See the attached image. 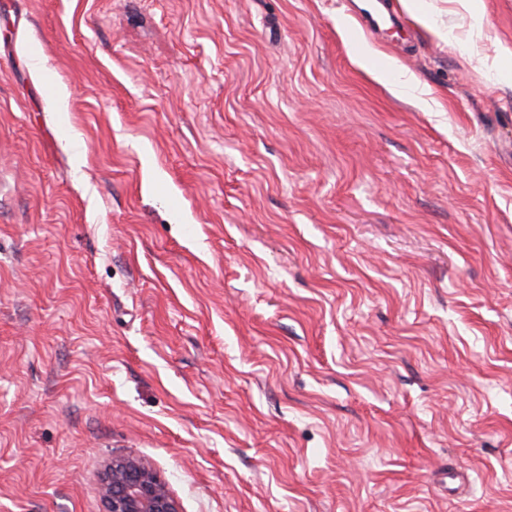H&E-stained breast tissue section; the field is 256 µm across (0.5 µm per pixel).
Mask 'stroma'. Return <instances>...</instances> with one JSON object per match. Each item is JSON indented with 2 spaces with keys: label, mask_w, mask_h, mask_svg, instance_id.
<instances>
[{
  "label": "stroma",
  "mask_w": 512,
  "mask_h": 512,
  "mask_svg": "<svg viewBox=\"0 0 512 512\" xmlns=\"http://www.w3.org/2000/svg\"><path fill=\"white\" fill-rule=\"evenodd\" d=\"M0 0V512H512V0ZM375 4L371 9L366 10L363 16V24L372 30L384 29L389 25L399 22V18L390 8L391 0H372ZM103 512H181L166 481L134 456L112 458L103 474Z\"/></svg>",
  "instance_id": "obj_1"
}]
</instances>
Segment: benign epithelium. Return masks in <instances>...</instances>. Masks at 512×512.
Instances as JSON below:
<instances>
[{
  "instance_id": "obj_1",
  "label": "benign epithelium",
  "mask_w": 512,
  "mask_h": 512,
  "mask_svg": "<svg viewBox=\"0 0 512 512\" xmlns=\"http://www.w3.org/2000/svg\"><path fill=\"white\" fill-rule=\"evenodd\" d=\"M104 512H181L166 481L141 459L114 458L101 483Z\"/></svg>"
}]
</instances>
